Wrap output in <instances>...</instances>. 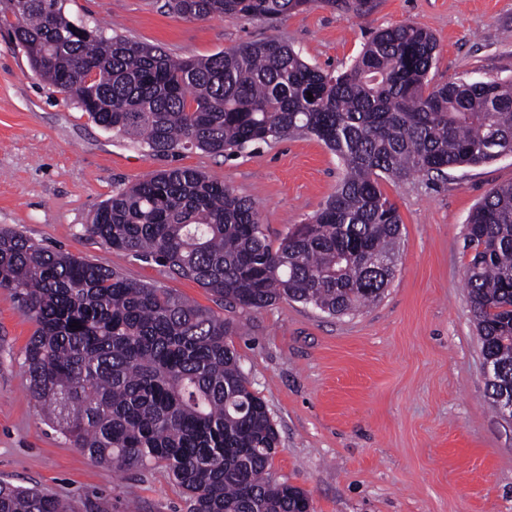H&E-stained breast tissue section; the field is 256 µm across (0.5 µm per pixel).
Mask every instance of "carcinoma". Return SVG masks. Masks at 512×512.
Instances as JSON below:
<instances>
[{"instance_id":"cac0c4a2","label":"carcinoma","mask_w":512,"mask_h":512,"mask_svg":"<svg viewBox=\"0 0 512 512\" xmlns=\"http://www.w3.org/2000/svg\"><path fill=\"white\" fill-rule=\"evenodd\" d=\"M323 3L366 16L376 0H167L184 18L278 22ZM31 69L99 126L155 156H214L308 134L344 165L336 193L274 247L254 204L187 167L152 173L95 210L89 237L194 281L229 307L280 300L349 315L394 274L397 208L380 180L441 175L512 153V81L431 83L434 35L414 23L380 29L335 73L269 38L201 59L71 19L65 0H0V26ZM313 99H308V95ZM465 287L495 409L512 397V183L469 216ZM0 288L37 325L22 367L50 424L100 465L161 466L190 512H310L302 489L268 469L278 431L227 343L231 323L151 283L0 230ZM78 327H73V322ZM0 512H102L34 487L0 483Z\"/></svg>"}]
</instances>
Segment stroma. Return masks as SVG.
Listing matches in <instances>:
<instances>
[{
  "mask_svg": "<svg viewBox=\"0 0 512 512\" xmlns=\"http://www.w3.org/2000/svg\"><path fill=\"white\" fill-rule=\"evenodd\" d=\"M65 9L105 36L182 58L277 38L336 71L372 31L413 22L437 40L433 83L512 80V0H378L363 18L315 6L274 26L186 20L166 0H66ZM172 167L201 170L250 199L274 243L307 222L343 176L337 156L305 135L225 156L151 155L40 81L0 30V228L170 288L230 320L237 331L228 341L279 434L270 476L303 489L313 512H512V422L488 402L464 287L468 218L492 188L512 183V154L441 177L382 181L402 219L395 272L378 302L339 317L288 301L232 309L165 267L88 238L101 201ZM35 329L0 289V481L108 512H189L188 495L164 468L112 471L45 422L21 367Z\"/></svg>",
  "mask_w": 512,
  "mask_h": 512,
  "instance_id": "35a3bbf8",
  "label": "stroma"
}]
</instances>
